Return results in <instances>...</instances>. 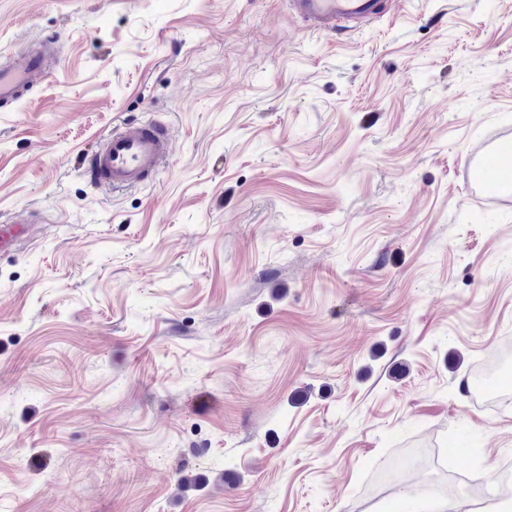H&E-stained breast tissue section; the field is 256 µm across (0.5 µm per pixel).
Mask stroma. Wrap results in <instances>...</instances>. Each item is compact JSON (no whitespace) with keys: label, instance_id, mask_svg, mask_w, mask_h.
<instances>
[{"label":"stroma","instance_id":"stroma-1","mask_svg":"<svg viewBox=\"0 0 512 512\" xmlns=\"http://www.w3.org/2000/svg\"><path fill=\"white\" fill-rule=\"evenodd\" d=\"M316 33L288 0H0V512H412L512 462V0H382ZM146 184L83 173L115 129ZM198 477L195 489L180 479ZM50 47L40 44L31 51L13 57L0 68V103L8 105L18 101L25 88L49 77L47 68ZM171 147L161 127L127 125L95 150L88 167L90 178L112 190L138 186L159 169Z\"/></svg>","mask_w":512,"mask_h":512}]
</instances>
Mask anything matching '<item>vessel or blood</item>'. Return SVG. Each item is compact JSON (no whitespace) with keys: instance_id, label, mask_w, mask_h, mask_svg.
Instances as JSON below:
<instances>
[{"instance_id":"b4317fda","label":"vessel or blood","mask_w":512,"mask_h":512,"mask_svg":"<svg viewBox=\"0 0 512 512\" xmlns=\"http://www.w3.org/2000/svg\"><path fill=\"white\" fill-rule=\"evenodd\" d=\"M292 14L315 32L338 31L373 21L381 0H289ZM48 45L13 57L0 67V103L18 101L25 88L50 75ZM172 144L158 126L128 125L112 133L95 150L88 167L91 180L113 190L138 186L168 157Z\"/></svg>"}]
</instances>
